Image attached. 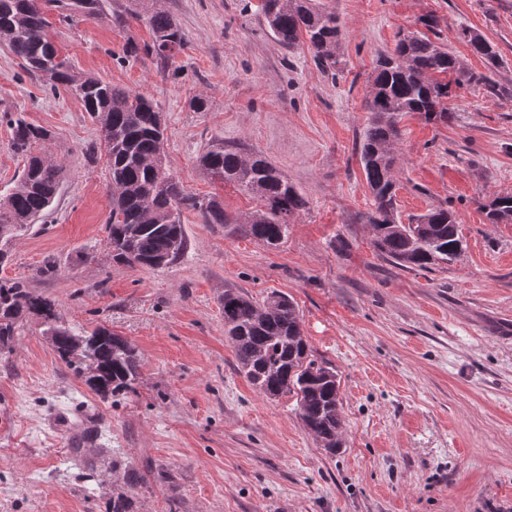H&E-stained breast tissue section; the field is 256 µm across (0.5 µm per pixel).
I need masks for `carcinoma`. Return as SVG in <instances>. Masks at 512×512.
<instances>
[{
	"label": "carcinoma",
	"instance_id": "cac0c4a2",
	"mask_svg": "<svg viewBox=\"0 0 512 512\" xmlns=\"http://www.w3.org/2000/svg\"><path fill=\"white\" fill-rule=\"evenodd\" d=\"M49 7L68 16L98 15L105 0H0V32L24 69L44 80L50 90L65 89L77 97L99 127L107 154L111 210L108 246L115 260L132 268L156 269L160 261L176 262L187 247L181 209L198 213L204 224H230V231L272 248L288 236V224L306 208L305 197L267 158L212 145L200 158L211 179L233 184L254 195L259 207L245 218L230 217L217 198L189 194L180 179L164 165V130L160 113L142 93L118 88L94 75L79 74L62 59L47 33ZM261 13L273 37L291 49L308 43L320 66L330 72L340 65L337 45L341 25L336 13L320 0H261ZM152 42L146 53L165 65L183 50L184 36L170 14L158 9L148 19ZM462 35L471 51L491 64L496 52L469 29ZM455 79L448 81L446 75ZM482 83L492 95L498 86L467 68L445 45L426 35L403 36L393 53L380 58L373 78L369 110L373 118L360 141V162L374 198L367 216L373 246L382 258L404 268L429 270L448 265L460 255L463 243L453 214L436 207L414 224L399 222L394 208L395 142L403 115L415 113L428 122L449 123L451 85ZM11 130L14 151L26 163L12 191L0 197V238L28 231L47 214L57 197L62 167L35 152L50 132L27 122L20 113L0 117ZM491 224L512 222V195L496 196L485 205ZM224 335L237 363L255 390L266 398L290 395L305 428L328 452L342 448L340 380L325 361L313 358L302 330L297 305L272 292L262 303L239 290L224 291ZM33 317L43 320L60 359L91 390L102 394L128 391L139 380L141 359L123 337L98 326L76 331L56 324L53 305L23 283L0 280V349L10 344Z\"/></svg>",
	"mask_w": 512,
	"mask_h": 512
}]
</instances>
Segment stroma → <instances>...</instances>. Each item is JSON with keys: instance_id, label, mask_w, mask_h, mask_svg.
<instances>
[{"instance_id": "stroma-1", "label": "stroma", "mask_w": 512, "mask_h": 512, "mask_svg": "<svg viewBox=\"0 0 512 512\" xmlns=\"http://www.w3.org/2000/svg\"><path fill=\"white\" fill-rule=\"evenodd\" d=\"M324 2L344 27L334 74L308 45H280L259 0H107L98 16L69 21L48 12L74 71L152 98L165 165L190 193L238 217L256 209L199 169L221 141L267 157L308 202L276 249L181 211L187 248L158 269L113 260L98 126L0 39V113L49 129L45 151L63 167L49 213L7 244L0 279L50 300L60 325L109 328L143 360L133 391L96 394L59 358L41 319L29 320L0 355V512H105L116 492L135 512H512V223H488L482 210L512 195V0ZM157 5L185 38L166 68L125 53L149 42ZM428 14L472 70L485 62L460 30L492 44L502 92L456 86L450 123L400 120L401 222L442 206L464 241L457 261L424 271L376 253L358 145L378 56ZM48 264L56 273L47 278ZM228 289L297 303L315 359L339 374V451L308 433L292 396L266 398L238 372L224 338ZM83 435L88 465L71 456Z\"/></svg>"}]
</instances>
